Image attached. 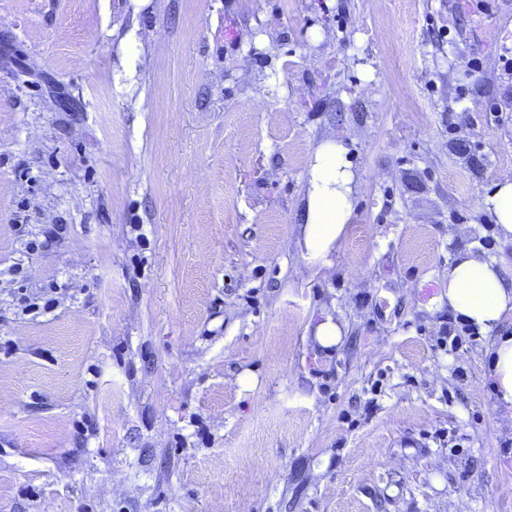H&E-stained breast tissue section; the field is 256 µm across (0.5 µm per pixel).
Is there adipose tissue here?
Wrapping results in <instances>:
<instances>
[{
  "label": "adipose tissue",
  "instance_id": "ef3b65f1",
  "mask_svg": "<svg viewBox=\"0 0 512 512\" xmlns=\"http://www.w3.org/2000/svg\"><path fill=\"white\" fill-rule=\"evenodd\" d=\"M355 176L343 146L320 144L308 174L302 210V244L309 258L327 260L353 214ZM448 309L462 322L492 329L512 314V281L494 261L472 253L459 254L448 267ZM490 371L498 403L512 409V333L497 336Z\"/></svg>",
  "mask_w": 512,
  "mask_h": 512
}]
</instances>
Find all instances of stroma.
I'll return each mask as SVG.
<instances>
[{"label": "stroma", "instance_id": "35a3bbf8", "mask_svg": "<svg viewBox=\"0 0 512 512\" xmlns=\"http://www.w3.org/2000/svg\"><path fill=\"white\" fill-rule=\"evenodd\" d=\"M485 4L0 0V512H512V317L447 341L459 253L512 280ZM329 139L357 193L324 263ZM355 176L343 146L336 141L320 144L308 174L302 210V246L310 259L328 262L353 214ZM482 205L495 218L499 233L512 240V178L500 179ZM313 336L322 348H330L340 342L342 329L331 316H327L325 320L315 325ZM490 371L496 400L512 410V333L496 336L492 345Z\"/></svg>", "mask_w": 512, "mask_h": 512}]
</instances>
